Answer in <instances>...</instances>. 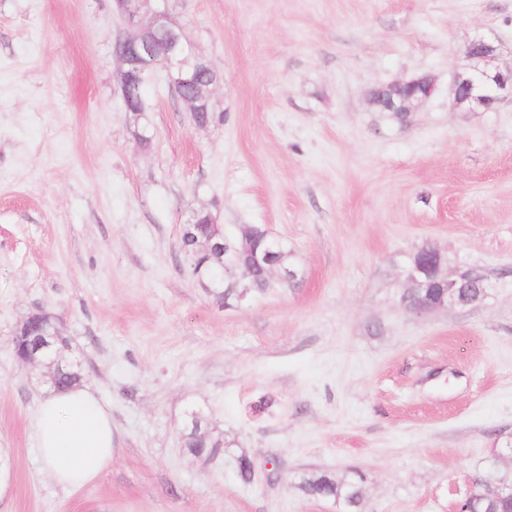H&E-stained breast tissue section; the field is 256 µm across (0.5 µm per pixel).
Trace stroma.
Masks as SVG:
<instances>
[{
  "mask_svg": "<svg viewBox=\"0 0 512 512\" xmlns=\"http://www.w3.org/2000/svg\"><path fill=\"white\" fill-rule=\"evenodd\" d=\"M220 74L200 128L164 71L141 146L112 0H0V512H460L512 478V101L457 108L462 51L512 68V0H166ZM428 75L407 120L371 91ZM210 211L287 240L297 276L203 288L180 227ZM437 248L474 306L410 309ZM47 309L112 414V463L63 490L38 454L45 389L10 338ZM203 412L224 445L182 446ZM256 467L243 480L240 458ZM300 488L311 497H342L348 508L355 507L359 502V491L356 489L355 483H352L349 487H343L324 472L303 478Z\"/></svg>",
  "mask_w": 512,
  "mask_h": 512,
  "instance_id": "stroma-1",
  "label": "stroma"
}]
</instances>
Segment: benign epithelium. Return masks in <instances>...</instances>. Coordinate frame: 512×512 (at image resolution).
I'll use <instances>...</instances> for the list:
<instances>
[{"label":"benign epithelium","instance_id":"1","mask_svg":"<svg viewBox=\"0 0 512 512\" xmlns=\"http://www.w3.org/2000/svg\"><path fill=\"white\" fill-rule=\"evenodd\" d=\"M116 10L124 23L121 36L122 50L118 58L123 66L122 87L131 80L146 82L156 68L167 71L173 86L195 84L192 96L183 98L189 110L199 99L213 102V91L220 76L206 60L197 56L183 36L181 29L172 23L166 9L154 5L155 0H114ZM463 56L469 64L459 71L452 90L457 105L471 109H490L500 101L512 99V69H503L498 64V48L479 37L464 49ZM199 75L208 80L197 84ZM430 77L420 76L408 80H397L383 85L371 94V102L384 112H391L404 119L417 110L433 93ZM199 253L206 257L224 258V273H241L247 278L255 266H267L268 273H278L283 280L293 279L297 272L285 269L273 261L270 248L254 242L248 231L230 240H216L210 236L198 242ZM406 279L414 288H440L442 293L434 301H421L413 309L422 312L444 307H464V289L474 288L485 292L484 279L464 272L454 278L444 272V261L439 250L432 246L418 249L410 258ZM15 355L26 364L44 371L42 383L50 390H57L64 368L55 356L57 339L48 335L42 338L41 346L33 349L20 336H12Z\"/></svg>","mask_w":512,"mask_h":512}]
</instances>
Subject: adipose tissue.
<instances>
[{
	"mask_svg": "<svg viewBox=\"0 0 512 512\" xmlns=\"http://www.w3.org/2000/svg\"><path fill=\"white\" fill-rule=\"evenodd\" d=\"M37 435L40 457L61 488L91 482L112 462V417L88 386L42 400Z\"/></svg>",
	"mask_w": 512,
	"mask_h": 512,
	"instance_id": "obj_1",
	"label": "adipose tissue"
}]
</instances>
